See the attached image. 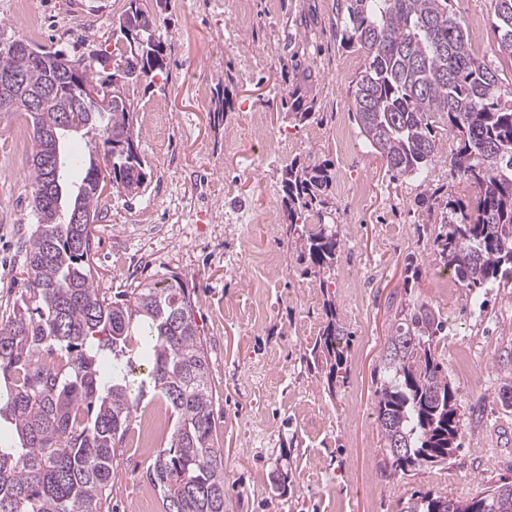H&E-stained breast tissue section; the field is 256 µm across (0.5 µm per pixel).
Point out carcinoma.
Here are the masks:
<instances>
[{"instance_id":"obj_1","label":"carcinoma","mask_w":512,"mask_h":512,"mask_svg":"<svg viewBox=\"0 0 512 512\" xmlns=\"http://www.w3.org/2000/svg\"><path fill=\"white\" fill-rule=\"evenodd\" d=\"M498 48L512 58V0H491ZM341 40L364 57L349 91L365 143L395 180L428 176L442 158L453 179L475 191L468 208L448 200V222L435 242L466 297L512 277V90L473 50L451 0H336ZM135 44L123 67L103 77L95 63L36 50L22 36L0 40V72L20 76L25 91L54 93L31 109L20 95L0 116L22 112L32 125L28 174L36 224L27 245L25 290L0 321V420L18 445L0 447V512H109L117 449L126 447L145 398L170 410L172 440L157 452L148 479L164 512H225L224 454L216 447L215 397L206 342L189 287L174 277L162 288L139 284L113 297L94 287L92 224L106 183L128 193L146 178L134 130L129 85L166 67L157 19L128 0L117 21ZM84 83L112 87L111 108L81 97ZM456 147L444 155L441 136ZM78 136L85 150L64 140ZM334 173L327 163L297 160L282 170L283 232L305 273L325 287L342 243L324 216ZM310 364L326 371L328 389L347 370L346 333L336 304ZM445 324L414 303L387 338L376 377L375 423L391 473L445 464L465 431L461 396L437 348ZM112 355V374L99 362ZM146 359L133 375L131 355ZM401 512H512V483L470 499L413 493Z\"/></svg>"}]
</instances>
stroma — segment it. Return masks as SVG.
<instances>
[{"label": "stroma", "mask_w": 512, "mask_h": 512, "mask_svg": "<svg viewBox=\"0 0 512 512\" xmlns=\"http://www.w3.org/2000/svg\"><path fill=\"white\" fill-rule=\"evenodd\" d=\"M45 34L36 47L91 62L120 59L112 31L127 0H27ZM475 51L512 84V59L498 50L490 0H451ZM160 21L167 66L142 78L130 99L147 180L134 193L110 192L92 227L99 292L179 277L194 290L215 396L217 444L224 451L225 512H400L412 493L460 499L512 481V408L498 390L512 378V282L482 302L449 286L435 236L446 202H469L472 188L445 164L428 180H391L360 134L347 91L364 65L336 31L334 0H248L251 21L235 26L238 0H142ZM206 89L208 105L198 109ZM299 91L315 116L280 105ZM232 109L219 112L223 98ZM261 116L268 130L251 129ZM350 130L336 137L338 124ZM23 116L0 119V317L24 284L25 242L34 226L27 176L30 142H17ZM328 162L344 178L325 223L343 252L327 288L304 274L282 235L281 170L292 159ZM440 189L431 209L416 200ZM252 223L239 224L237 212ZM273 267H260L266 256ZM414 264L419 276L406 280ZM332 298L347 333L345 382L329 388L307 362ZM427 302L446 325L438 346L462 396L463 446L450 464L392 476L374 421L375 370L399 312ZM130 432L117 458L112 512H164L147 478L154 452Z\"/></svg>", "instance_id": "35a3bbf8"}]
</instances>
